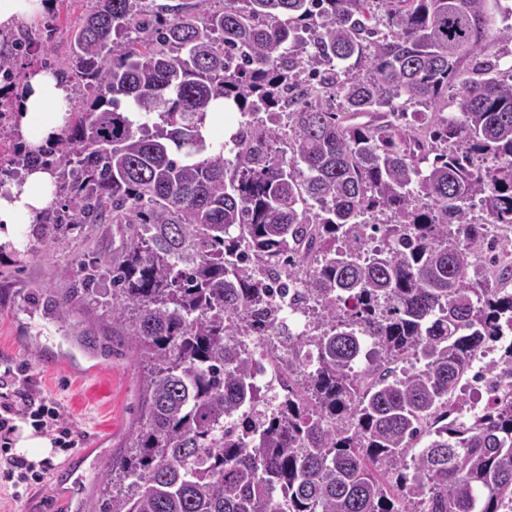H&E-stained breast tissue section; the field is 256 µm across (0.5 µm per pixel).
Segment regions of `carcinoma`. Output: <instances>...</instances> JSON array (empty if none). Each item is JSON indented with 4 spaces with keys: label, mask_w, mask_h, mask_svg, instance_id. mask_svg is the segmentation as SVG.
<instances>
[{
    "label": "carcinoma",
    "mask_w": 512,
    "mask_h": 512,
    "mask_svg": "<svg viewBox=\"0 0 512 512\" xmlns=\"http://www.w3.org/2000/svg\"><path fill=\"white\" fill-rule=\"evenodd\" d=\"M212 2L95 0L56 68L83 91L64 133L15 145L12 176L42 164L62 197L41 241L124 235L51 304L66 322L90 298L150 362L101 512H503L512 347L486 365L491 406L448 416L470 359L512 327V292L479 278L512 279L495 241L512 229V66L485 53L512 40L495 26L512 6ZM28 48L0 47L1 80H22ZM220 96L245 118L232 161L203 132ZM276 292L319 308L286 365L246 350L283 335Z\"/></svg>",
    "instance_id": "obj_1"
}]
</instances>
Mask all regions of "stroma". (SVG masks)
<instances>
[{"mask_svg":"<svg viewBox=\"0 0 512 512\" xmlns=\"http://www.w3.org/2000/svg\"><path fill=\"white\" fill-rule=\"evenodd\" d=\"M90 0H54V49L63 57L72 32ZM121 238L116 226L99 224L60 245L37 242L0 251V367L23 371L31 385L62 408L79 436L78 450L51 448L53 464L44 482L13 495L0 485V512H56L59 498L79 493L84 512H99L107 481L106 464L125 450L129 423L139 411L145 364L113 335L112 320L77 298L68 323L54 319L49 299L68 287L67 268L84 256L111 257ZM98 337L87 347L82 335ZM56 365L41 369L40 358Z\"/></svg>","mask_w":512,"mask_h":512,"instance_id":"stroma-1","label":"stroma"}]
</instances>
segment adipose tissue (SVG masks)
Returning a JSON list of instances; mask_svg holds the SVG:
<instances>
[{
	"mask_svg": "<svg viewBox=\"0 0 512 512\" xmlns=\"http://www.w3.org/2000/svg\"><path fill=\"white\" fill-rule=\"evenodd\" d=\"M51 0H0V45L11 43L19 23L46 14ZM72 104L68 85L52 70L29 73L17 106L23 145L40 149L62 132ZM56 199L51 171L38 166L0 188V248L19 246L31 224Z\"/></svg>",
	"mask_w": 512,
	"mask_h": 512,
	"instance_id": "adipose-tissue-1",
	"label": "adipose tissue"
}]
</instances>
